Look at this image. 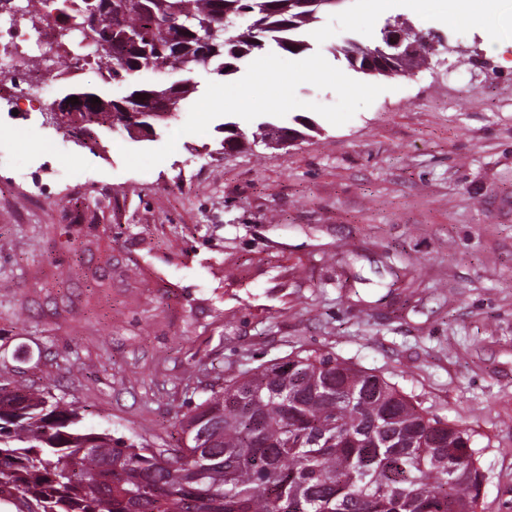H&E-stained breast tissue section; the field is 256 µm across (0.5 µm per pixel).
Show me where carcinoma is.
I'll return each mask as SVG.
<instances>
[{"instance_id": "obj_1", "label": "carcinoma", "mask_w": 512, "mask_h": 512, "mask_svg": "<svg viewBox=\"0 0 512 512\" xmlns=\"http://www.w3.org/2000/svg\"><path fill=\"white\" fill-rule=\"evenodd\" d=\"M112 0L101 11L85 0L75 28L65 3L56 46L78 43L84 64L106 63L107 79L125 83L144 72L183 75L140 83L132 100L151 111L185 102L193 75L229 77L237 62L271 44L310 49L304 32L334 0ZM242 16L252 24L207 43ZM112 33L108 48L96 30ZM434 38L411 32L400 58L384 39L348 40L334 48L357 72L405 76L425 65ZM87 111H104L72 91ZM185 455L83 428L78 409L50 391L0 383V504L16 512H478L484 474L473 431L444 422L384 377L330 353L297 354L231 378L184 414Z\"/></svg>"}]
</instances>
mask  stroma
<instances>
[{
  "instance_id": "obj_1",
  "label": "stroma",
  "mask_w": 512,
  "mask_h": 512,
  "mask_svg": "<svg viewBox=\"0 0 512 512\" xmlns=\"http://www.w3.org/2000/svg\"><path fill=\"white\" fill-rule=\"evenodd\" d=\"M447 25L455 0H345L233 76H194L183 112L84 145L0 110V382L50 388L84 428L174 446L189 405L295 354L330 353L472 428L481 512H512V0ZM440 36L408 77L335 58L388 19ZM497 48H490V37ZM320 75H311V68ZM247 84V102H210ZM308 118L320 136L226 152ZM51 136L56 150L32 152Z\"/></svg>"
}]
</instances>
